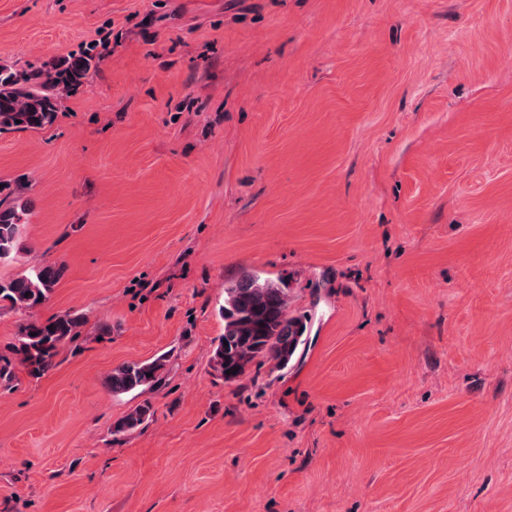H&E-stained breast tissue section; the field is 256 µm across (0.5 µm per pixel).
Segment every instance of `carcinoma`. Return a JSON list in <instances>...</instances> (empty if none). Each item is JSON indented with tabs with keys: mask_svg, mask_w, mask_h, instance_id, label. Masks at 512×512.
Here are the masks:
<instances>
[{
	"mask_svg": "<svg viewBox=\"0 0 512 512\" xmlns=\"http://www.w3.org/2000/svg\"><path fill=\"white\" fill-rule=\"evenodd\" d=\"M98 55L88 51L60 66L36 70H14L0 66V127L39 129L53 122L59 101L83 87ZM24 208L0 211V260L18 249ZM62 264L38 263L15 277L0 279V304L32 313L46 304L64 275ZM224 333L215 342L210 360L213 372L226 382L255 360L274 367L288 365L303 344L307 326L300 317L288 315V288L283 280L246 273L224 288V305L219 308ZM84 314L68 311L46 320L30 318L19 328L12 356H0V379L10 380L16 367L33 377L49 371L58 349L80 333ZM166 366V357L127 361L115 366L106 378L115 394H127L155 385ZM151 416V407L139 405L119 419L113 428L127 433Z\"/></svg>",
	"mask_w": 512,
	"mask_h": 512,
	"instance_id": "cac0c4a2",
	"label": "carcinoma"
}]
</instances>
